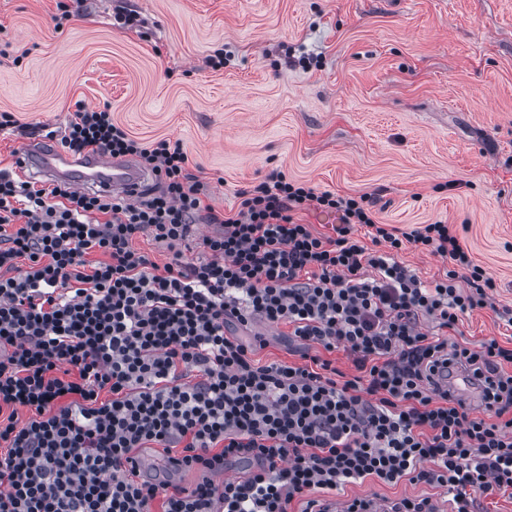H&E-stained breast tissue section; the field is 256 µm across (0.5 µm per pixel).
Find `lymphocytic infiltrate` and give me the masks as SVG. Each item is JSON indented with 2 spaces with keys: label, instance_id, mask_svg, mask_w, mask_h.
<instances>
[{
  "label": "lymphocytic infiltrate",
  "instance_id": "f902f5d3",
  "mask_svg": "<svg viewBox=\"0 0 512 512\" xmlns=\"http://www.w3.org/2000/svg\"><path fill=\"white\" fill-rule=\"evenodd\" d=\"M60 143L138 157L161 189L130 202L0 174V512H290L319 490L405 480L477 512L475 492L512 490V347L457 342L496 282L450 225L406 232L370 195L277 171L217 214L180 143L144 146L107 108L78 107ZM310 208L338 215L331 233L296 221ZM199 220L216 232L193 237ZM144 235L202 257L157 265L133 246ZM410 245L446 258L444 278L400 262ZM257 324L319 352L260 363L264 335H238ZM452 362L486 384L484 416L443 388ZM140 448L162 450L160 477L129 467ZM185 472L199 481L173 483Z\"/></svg>",
  "mask_w": 512,
  "mask_h": 512
}]
</instances>
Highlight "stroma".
Masks as SVG:
<instances>
[{
    "instance_id": "stroma-1",
    "label": "stroma",
    "mask_w": 512,
    "mask_h": 512,
    "mask_svg": "<svg viewBox=\"0 0 512 512\" xmlns=\"http://www.w3.org/2000/svg\"><path fill=\"white\" fill-rule=\"evenodd\" d=\"M58 3L0 0V113L16 121L0 171L81 104L144 145L180 142L221 213L274 170L371 194L380 223L454 226L497 284L462 339L512 344L497 316L512 309V0H83L69 20ZM372 494L455 510L406 481L331 498Z\"/></svg>"
}]
</instances>
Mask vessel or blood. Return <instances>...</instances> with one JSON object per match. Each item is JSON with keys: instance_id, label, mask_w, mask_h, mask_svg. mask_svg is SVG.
<instances>
[{"instance_id": "b4317fda", "label": "vessel or blood", "mask_w": 512, "mask_h": 512, "mask_svg": "<svg viewBox=\"0 0 512 512\" xmlns=\"http://www.w3.org/2000/svg\"><path fill=\"white\" fill-rule=\"evenodd\" d=\"M14 168L47 182H64L83 193L112 194L134 201L151 180L135 158L113 157L98 152L75 155L49 138H29L14 156ZM450 393L480 406L485 402L484 385L471 382L466 372L452 368Z\"/></svg>"}]
</instances>
